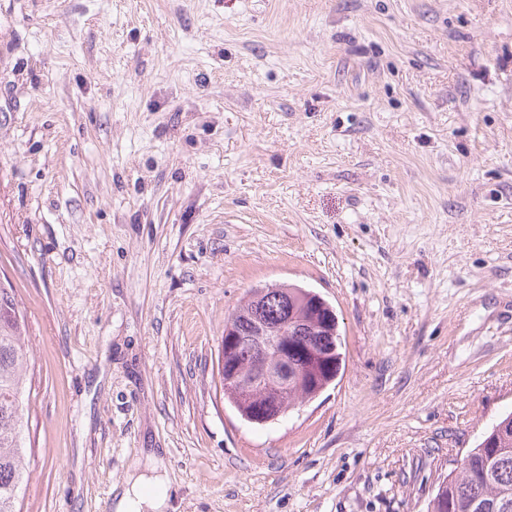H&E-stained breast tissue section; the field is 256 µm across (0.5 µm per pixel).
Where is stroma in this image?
<instances>
[{
  "label": "stroma",
  "mask_w": 512,
  "mask_h": 512,
  "mask_svg": "<svg viewBox=\"0 0 512 512\" xmlns=\"http://www.w3.org/2000/svg\"><path fill=\"white\" fill-rule=\"evenodd\" d=\"M0 277L28 322L22 512H427L512 411V0H0ZM293 283L339 375L279 420L224 322ZM224 398L230 402L234 408L247 418L259 417L265 401V396L261 390H256L248 399H241L233 391L224 389ZM171 481L157 449L147 454L143 468L136 467L114 491V512H169Z\"/></svg>",
  "instance_id": "1"
}]
</instances>
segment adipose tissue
I'll list each match as a JSON object with an SVG mask.
<instances>
[{"label": "adipose tissue", "instance_id": "1", "mask_svg": "<svg viewBox=\"0 0 512 512\" xmlns=\"http://www.w3.org/2000/svg\"><path fill=\"white\" fill-rule=\"evenodd\" d=\"M171 481L159 451L147 455L114 491V512H168Z\"/></svg>", "mask_w": 512, "mask_h": 512}]
</instances>
